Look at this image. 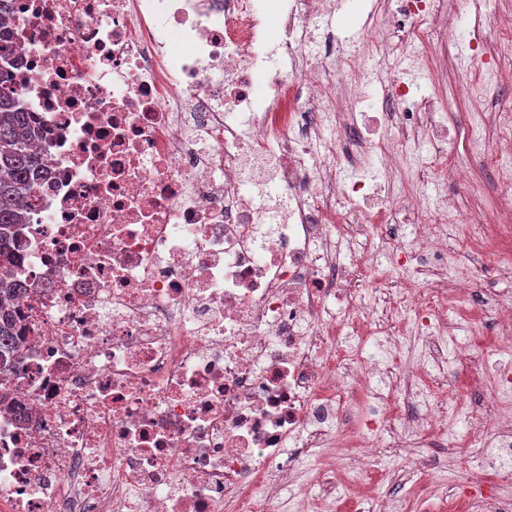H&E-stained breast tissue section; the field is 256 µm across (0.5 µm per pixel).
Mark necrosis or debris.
<instances>
[{
	"label": "necrosis or debris",
	"instance_id": "necrosis-or-debris-1",
	"mask_svg": "<svg viewBox=\"0 0 512 512\" xmlns=\"http://www.w3.org/2000/svg\"><path fill=\"white\" fill-rule=\"evenodd\" d=\"M379 7L392 29L327 59L334 0H13L9 72L51 167L16 235L26 293L20 356L0 364V512H275L291 446L323 449L331 472L349 449L361 496L384 433L452 447L460 417L476 457L512 452V367L437 403L427 391L432 350L471 364L512 347V297L474 293L448 255L452 240L512 253V225L449 223L447 198L423 190L469 180L441 98L405 81L406 60L443 57L448 0ZM457 37L471 73L458 94L476 113L497 104L470 144L511 191L498 62L512 23ZM378 161L382 177L346 181ZM383 251L401 300L380 308ZM371 337L383 358L367 367Z\"/></svg>",
	"mask_w": 512,
	"mask_h": 512
}]
</instances>
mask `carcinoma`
Returning a JSON list of instances; mask_svg holds the SVG:
<instances>
[{"instance_id": "carcinoma-1", "label": "carcinoma", "mask_w": 512, "mask_h": 512, "mask_svg": "<svg viewBox=\"0 0 512 512\" xmlns=\"http://www.w3.org/2000/svg\"><path fill=\"white\" fill-rule=\"evenodd\" d=\"M38 133L34 115L23 111L18 92L5 71H0V351L15 349L17 315L12 302L25 294L13 286L6 268L13 265L14 227L31 221L32 197L45 158L30 146Z\"/></svg>"}]
</instances>
